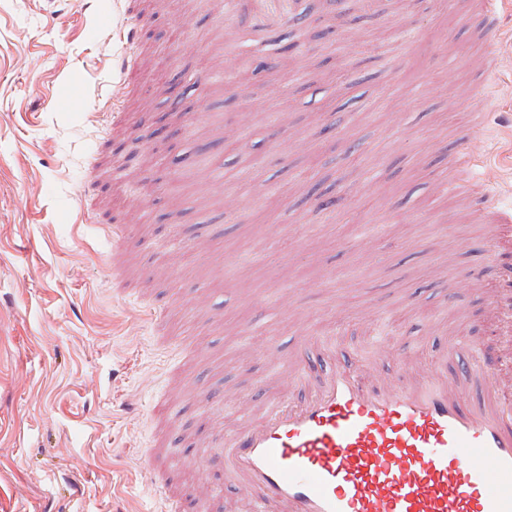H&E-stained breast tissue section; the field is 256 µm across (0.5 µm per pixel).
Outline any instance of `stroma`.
Segmentation results:
<instances>
[{
  "instance_id": "1",
  "label": "stroma",
  "mask_w": 512,
  "mask_h": 512,
  "mask_svg": "<svg viewBox=\"0 0 512 512\" xmlns=\"http://www.w3.org/2000/svg\"><path fill=\"white\" fill-rule=\"evenodd\" d=\"M295 8L303 26L257 70L252 24L224 0H0V512H168L142 452L169 385L165 466L209 512H239L203 449L244 408L308 395L292 360L312 337L395 384L454 336L512 384V246L489 244L475 202L433 193L464 177L448 158L480 109L476 146L512 207V4L482 93L480 0ZM180 111L185 133L156 135ZM128 222L134 295L104 261V227ZM211 384L223 412L195 398Z\"/></svg>"
}]
</instances>
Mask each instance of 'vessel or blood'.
<instances>
[{
	"label": "vessel or blood",
	"instance_id": "vessel-or-blood-1",
	"mask_svg": "<svg viewBox=\"0 0 512 512\" xmlns=\"http://www.w3.org/2000/svg\"><path fill=\"white\" fill-rule=\"evenodd\" d=\"M499 40L496 30L480 34L484 74L496 68ZM485 122L469 113L452 164L470 176L444 187L494 212L501 229L512 208L501 207L467 142ZM466 348L450 340L448 373L396 388L370 384L335 349L300 347L297 365L325 367L317 389L297 403L270 402L212 441L207 460L244 489L252 512H512V391L490 373L462 399L451 371ZM163 458L148 449L144 471L170 512H200L198 497L173 489Z\"/></svg>",
	"mask_w": 512,
	"mask_h": 512
}]
</instances>
